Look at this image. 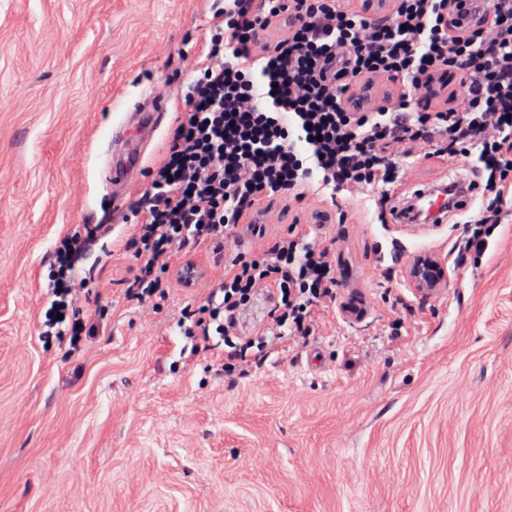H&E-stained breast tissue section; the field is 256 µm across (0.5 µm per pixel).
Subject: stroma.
Here are the masks:
<instances>
[{"label":"stroma","instance_id":"stroma-1","mask_svg":"<svg viewBox=\"0 0 512 512\" xmlns=\"http://www.w3.org/2000/svg\"><path fill=\"white\" fill-rule=\"evenodd\" d=\"M209 0H0V512H512V224L336 225L337 300L367 316L224 366L183 354L180 291L128 308L132 256L95 239L72 281L104 335L44 334L54 255L122 214L100 178L151 91L177 103ZM447 295H415L416 255Z\"/></svg>","mask_w":512,"mask_h":512}]
</instances>
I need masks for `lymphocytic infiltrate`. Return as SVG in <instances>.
<instances>
[{
	"instance_id": "lymphocytic-infiltrate-1",
	"label": "lymphocytic infiltrate",
	"mask_w": 512,
	"mask_h": 512,
	"mask_svg": "<svg viewBox=\"0 0 512 512\" xmlns=\"http://www.w3.org/2000/svg\"><path fill=\"white\" fill-rule=\"evenodd\" d=\"M210 32L119 241L137 310L196 293L197 247L223 253V279L181 315L191 356L236 335L263 292L262 346L335 316L332 225L350 218L328 200L365 196L378 223L407 221L416 186L456 185L440 165L473 156L480 202L447 211L459 250L485 252L490 228L512 223V0H224Z\"/></svg>"
}]
</instances>
